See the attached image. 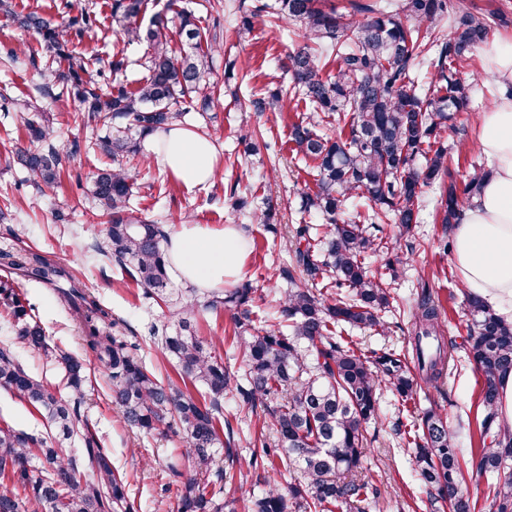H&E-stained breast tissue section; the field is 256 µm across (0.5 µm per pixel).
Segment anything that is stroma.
Instances as JSON below:
<instances>
[{"label":"stroma","instance_id":"stroma-1","mask_svg":"<svg viewBox=\"0 0 512 512\" xmlns=\"http://www.w3.org/2000/svg\"><path fill=\"white\" fill-rule=\"evenodd\" d=\"M241 3L251 9L257 0H223L217 11L194 6L193 0H146L140 15L142 22H149L158 13L174 17L177 10L191 5L201 26L215 22L220 25L224 50L213 63L211 79L217 84L214 104L210 112H192L184 120L193 130L210 131L218 164L216 177L207 189L189 191L156 162L143 161L139 156L131 158L128 165L136 171L132 203L139 213L164 224L169 232L185 223L217 228L227 224L245 226L248 240L255 243L248 251L242 275L257 290L252 311L267 323L275 324L279 315L272 293L285 286L280 270L292 262L295 229L300 224L320 223L321 218L300 209L303 191L314 185L313 176L304 160L293 153L290 141L291 127L300 121L302 110L258 112L251 104L254 95L283 85L281 63L298 47L300 26L293 22L277 26L262 14L255 17L252 34L237 39L234 28L241 19L237 10ZM86 5L98 15L99 25L94 31L72 37L69 50L83 56L91 70L102 72L104 90L120 85L133 87L147 74V45H123L112 20V0H86ZM121 48L129 56L128 67L116 73L112 70V55ZM43 54L44 44L37 31L19 27L11 17L0 13V211L5 214L0 222V248L32 249L69 267L111 309L113 316L126 322L129 335L137 337L140 343L141 356L157 376H176L177 371L165 359L161 344L150 337L152 326L164 322L162 306L144 298L135 281L118 277L112 265L99 261L94 252L103 236L93 230L101 218L87 188L106 158L89 150L88 145L104 136L106 130L78 114L68 96L45 97L37 92L42 79L30 58ZM230 61L235 67L229 72L225 65ZM462 79L472 84L470 105L468 111L458 115L457 131L448 139L453 156L451 179L459 185L466 181L473 166L487 163L476 144L477 120L494 102L489 94L494 81L486 69L483 50L475 51L472 70L463 73ZM37 113L54 128L60 141L76 140L81 144L80 152L66 159L58 187L46 192L40 191L14 161L17 149L27 143L26 122ZM244 130L252 131L257 153L246 154L239 139ZM232 180L239 183L238 196L248 201L245 209H234L225 191ZM439 195V187L425 188L419 219L411 232L403 235L397 224L383 225L381 236L387 244L384 253L366 258L372 271L380 268L384 259H392L390 283L399 308L385 315L391 324L387 336L375 335L368 329H348L350 340L362 352L387 348L406 353L409 337L405 312L414 305L424 286L445 313L447 336L456 338L466 333V300L452 255L443 249L442 226L435 219ZM269 202L276 209L274 223H254V210ZM19 289L34 305L47 335L81 356L88 375V423L109 448L113 467L126 474L128 497L135 512H178L180 485L167 465L172 461L184 468L189 465L180 434L168 429L146 435L126 427L112 404L109 383L100 363L84 351L77 328L62 303L33 282L22 283ZM195 328L203 340L222 339L221 356L232 370H239L242 362L228 312L198 315ZM481 386V374L460 350L441 389H418L408 401L395 391H381L378 418L366 431L363 472L380 487L383 512H444L440 504L431 502L428 489L416 475L413 451L398 434L397 426L410 424L431 409L446 414L461 456L470 459L480 446ZM5 424L38 438L48 432L39 412L12 392L0 389V426Z\"/></svg>","mask_w":512,"mask_h":512}]
</instances>
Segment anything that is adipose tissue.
<instances>
[{
  "label": "adipose tissue",
  "instance_id": "adipose-tissue-1",
  "mask_svg": "<svg viewBox=\"0 0 512 512\" xmlns=\"http://www.w3.org/2000/svg\"><path fill=\"white\" fill-rule=\"evenodd\" d=\"M485 58L498 95L479 118L477 146L490 169L453 226V264L466 292L512 324V36L491 42ZM149 150L185 189L214 179L212 145L188 127L176 124L155 133ZM242 235L232 224H183L171 233L166 250L186 284L201 291L220 288L243 273Z\"/></svg>",
  "mask_w": 512,
  "mask_h": 512
}]
</instances>
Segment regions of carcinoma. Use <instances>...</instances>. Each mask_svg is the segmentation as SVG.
<instances>
[{"label": "carcinoma", "instance_id": "obj_1", "mask_svg": "<svg viewBox=\"0 0 512 512\" xmlns=\"http://www.w3.org/2000/svg\"><path fill=\"white\" fill-rule=\"evenodd\" d=\"M145 0H114L112 18L128 45L148 44L147 76L132 90L102 91L84 58L66 51L69 30L93 26L82 0H68V22L54 25L29 13L12 10L0 0V11L20 26L41 34L47 53L62 59L65 68L55 79L69 86L77 111L102 124L109 133L94 146L114 166L97 171L90 194L106 218L104 241L96 253L115 262L120 274L133 278L145 298L161 301L168 322L160 336L166 354L183 376L208 398L201 403L172 381L147 369L139 345L128 341L122 323L76 278L72 271L49 262L41 253L0 251V309L10 316L15 342L0 344V388L13 392L37 409L55 429L50 440H38L10 427H0V480L24 488L25 496L3 487L0 512H134L126 493V478L112 468L109 449L89 426L82 410L88 380L84 364L62 345L47 339L22 300L14 280L36 282L63 302L77 325L79 338L109 372L112 402L124 424L144 433H161L172 425L182 432L190 469H168L181 486L180 512H236L234 502L222 501L224 482L220 458L234 461L233 432H224V394L234 391L253 409L268 400L276 406L259 435L246 440L264 447L266 461L253 472L254 485L263 486L247 498L248 512H365L377 502L375 483L343 475L363 468L365 425L377 414V392L383 387L409 397L417 385L438 389L457 349L445 335L439 305L421 287L410 320L408 357L384 349L366 355L342 336L346 327H367L380 334L389 324L381 313L390 308L391 293L382 274L365 265L366 255L383 249L369 225L392 219L404 231L417 223L422 189L444 186L441 224L449 230L459 209L474 194L484 174L473 169L462 187L445 183L448 146L444 134L455 131V114L466 109L469 85L458 74L471 66L502 15L463 8L448 21V0H401L394 13L350 0L352 13L343 14L329 0H278L271 17L302 26V44L288 54L283 70L289 74L288 100L304 105L309 116L293 127L296 154L313 161L316 191L301 197V209L315 210L326 220L322 235H310V225L296 227L295 265L308 279L325 281L316 293L295 280L293 269H281L288 280L279 300L281 328H265L249 309L254 288L242 283L204 294L173 287L161 225L130 205L135 177L119 158L139 146L132 131L145 137L182 120L188 112H207L213 102L210 75L213 55L223 49L219 33L199 27L195 13H178L179 35L188 51L177 56L170 46L167 16L157 14L147 28L138 17ZM432 55L437 85L430 94L417 93L414 62ZM283 95L273 91L253 100L258 112L282 107ZM334 113L343 123L336 138L318 134L320 115ZM28 143L17 154L37 187H52L63 161L80 150L76 141H57L54 130L37 120L27 122ZM424 162L416 165L417 157ZM361 195L371 213L350 216L345 202ZM470 323L465 344L468 357L483 377V447L463 462L448 418L429 410L421 432L413 434L415 472L448 512H474L465 483L464 465L487 479L486 498L493 512H512V430L499 419V381L512 372V326L503 323L484 302L467 296ZM234 311L238 349L244 364L231 373L216 351L191 332L198 311ZM37 351L46 364L64 372L67 394L48 381L31 376L16 356L14 343ZM275 434L267 447L266 431ZM299 468L304 481L282 489L270 473L279 466ZM93 473L81 479L80 470Z\"/></svg>", "mask_w": 512, "mask_h": 512}]
</instances>
